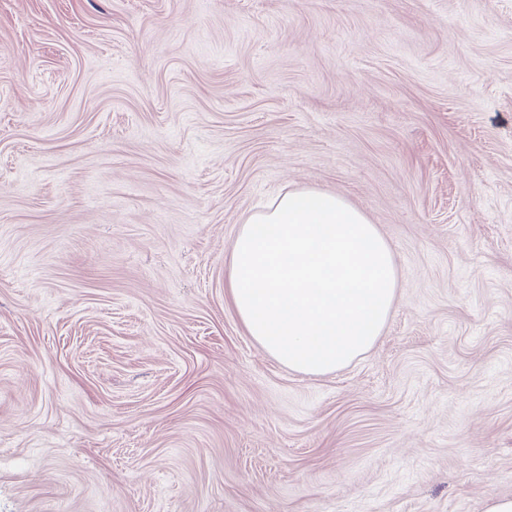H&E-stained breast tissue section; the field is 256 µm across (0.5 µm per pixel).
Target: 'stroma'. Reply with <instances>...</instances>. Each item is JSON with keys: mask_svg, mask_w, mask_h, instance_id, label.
<instances>
[{"mask_svg": "<svg viewBox=\"0 0 512 512\" xmlns=\"http://www.w3.org/2000/svg\"><path fill=\"white\" fill-rule=\"evenodd\" d=\"M393 250L302 375L224 288L280 191ZM512 498V0H0V512Z\"/></svg>", "mask_w": 512, "mask_h": 512, "instance_id": "obj_1", "label": "stroma"}]
</instances>
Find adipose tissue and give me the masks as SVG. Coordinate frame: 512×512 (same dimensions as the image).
I'll return each instance as SVG.
<instances>
[{"instance_id":"1","label":"adipose tissue","mask_w":512,"mask_h":512,"mask_svg":"<svg viewBox=\"0 0 512 512\" xmlns=\"http://www.w3.org/2000/svg\"><path fill=\"white\" fill-rule=\"evenodd\" d=\"M225 288L266 353L317 375L381 336L398 272L389 244L359 209L336 194L288 190L239 226Z\"/></svg>"}]
</instances>
